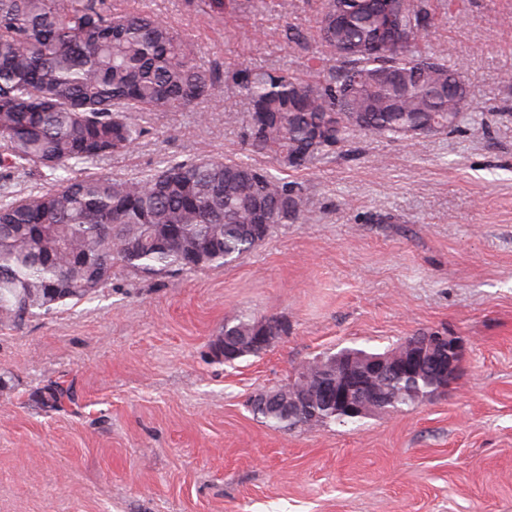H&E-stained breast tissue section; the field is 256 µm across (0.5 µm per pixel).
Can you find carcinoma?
<instances>
[{"label":"carcinoma","mask_w":512,"mask_h":512,"mask_svg":"<svg viewBox=\"0 0 512 512\" xmlns=\"http://www.w3.org/2000/svg\"><path fill=\"white\" fill-rule=\"evenodd\" d=\"M412 43L373 54L379 0H322L316 19L325 58L307 71L240 69L232 80L247 100L245 139L282 170H299L361 133L387 139L446 131L469 111L450 84L461 68L435 47L421 52L433 16L425 0H398ZM224 86L198 63L194 41L147 12H115L108 0H0V328H19L55 305L80 302L112 280L118 263L142 277L222 266L263 236L247 226L288 224L320 208L301 185L240 159L170 161L137 177L87 174L131 150L147 133L141 112H196ZM258 319L224 325L253 335ZM333 356L315 358L293 384L308 407L341 426L361 416L322 407L319 378ZM364 383L379 390L380 383ZM435 383L433 368L392 378L385 394L400 411ZM71 400L56 382L39 395L46 408ZM283 430L298 428L288 405L256 412Z\"/></svg>","instance_id":"obj_1"}]
</instances>
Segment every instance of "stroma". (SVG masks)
<instances>
[{"instance_id":"35a3bbf8","label":"stroma","mask_w":512,"mask_h":512,"mask_svg":"<svg viewBox=\"0 0 512 512\" xmlns=\"http://www.w3.org/2000/svg\"><path fill=\"white\" fill-rule=\"evenodd\" d=\"M198 46L202 66L303 69L319 0H111ZM429 42L461 66L472 110L452 132L361 134L289 172L316 194L309 221L275 225L231 264L142 278L114 267L92 298L0 329V512H512V0H429ZM307 42L289 43L287 26ZM205 121L146 112L145 138L96 166L130 177L206 155L271 167L225 82ZM287 334L234 364L224 321ZM442 332L463 342L446 392L359 424L283 431L251 397L313 358L382 352ZM54 381L74 403L38 397Z\"/></svg>"}]
</instances>
